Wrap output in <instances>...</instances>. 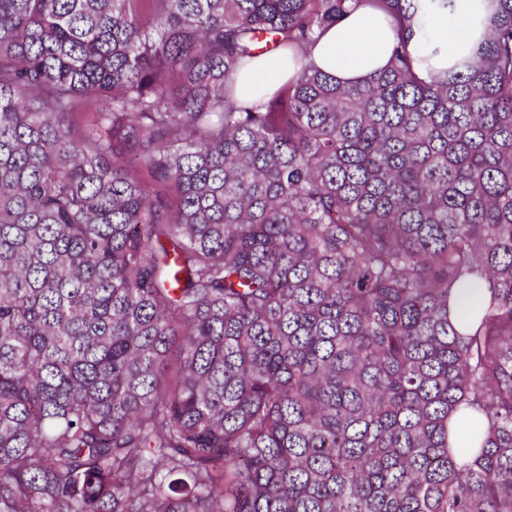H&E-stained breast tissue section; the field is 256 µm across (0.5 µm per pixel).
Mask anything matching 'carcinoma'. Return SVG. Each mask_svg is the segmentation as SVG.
<instances>
[{"instance_id":"1","label":"carcinoma","mask_w":512,"mask_h":512,"mask_svg":"<svg viewBox=\"0 0 512 512\" xmlns=\"http://www.w3.org/2000/svg\"><path fill=\"white\" fill-rule=\"evenodd\" d=\"M362 6L385 69L239 97ZM423 18L0 0V512H512V0L429 83Z\"/></svg>"}]
</instances>
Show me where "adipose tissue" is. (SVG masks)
I'll use <instances>...</instances> for the list:
<instances>
[{
	"mask_svg": "<svg viewBox=\"0 0 512 512\" xmlns=\"http://www.w3.org/2000/svg\"><path fill=\"white\" fill-rule=\"evenodd\" d=\"M483 0H454L453 8L432 12L415 28L409 47L422 77L445 75L482 34ZM397 42V27L384 13L359 8L328 29L305 59L273 51L255 58L240 74L241 98L264 101L308 62L344 84L361 83L385 68Z\"/></svg>",
	"mask_w": 512,
	"mask_h": 512,
	"instance_id": "obj_1",
	"label": "adipose tissue"
}]
</instances>
